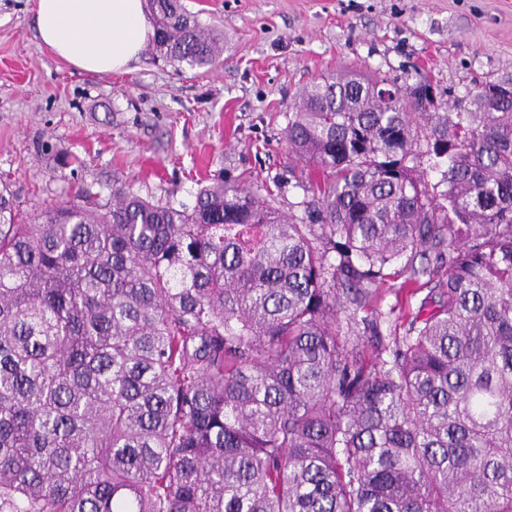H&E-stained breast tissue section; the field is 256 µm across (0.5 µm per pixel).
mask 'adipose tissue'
Wrapping results in <instances>:
<instances>
[{"instance_id": "ef3b65f1", "label": "adipose tissue", "mask_w": 512, "mask_h": 512, "mask_svg": "<svg viewBox=\"0 0 512 512\" xmlns=\"http://www.w3.org/2000/svg\"><path fill=\"white\" fill-rule=\"evenodd\" d=\"M41 41L88 73L126 69L154 35L144 0H35Z\"/></svg>"}]
</instances>
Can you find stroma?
Returning a JSON list of instances; mask_svg holds the SVG:
<instances>
[{"label": "stroma", "mask_w": 512, "mask_h": 512, "mask_svg": "<svg viewBox=\"0 0 512 512\" xmlns=\"http://www.w3.org/2000/svg\"><path fill=\"white\" fill-rule=\"evenodd\" d=\"M224 37L222 66L178 67L142 51L127 72L87 73L37 36L33 0H0V181L37 221L56 202L125 187L193 208L216 180L270 192L301 215L307 198L285 131L303 87L354 71L415 85L441 107L512 76V0H183ZM423 293L381 287L384 335Z\"/></svg>", "instance_id": "1"}]
</instances>
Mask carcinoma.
I'll use <instances>...</instances> for the list:
<instances>
[{"label": "carcinoma", "instance_id": "cac0c4a2", "mask_svg": "<svg viewBox=\"0 0 512 512\" xmlns=\"http://www.w3.org/2000/svg\"><path fill=\"white\" fill-rule=\"evenodd\" d=\"M149 3L153 50L221 63L182 0ZM509 83L451 112L427 81L304 88L302 217L217 181L28 224L0 188V512H512ZM398 279L429 291L385 336Z\"/></svg>", "mask_w": 512, "mask_h": 512}]
</instances>
